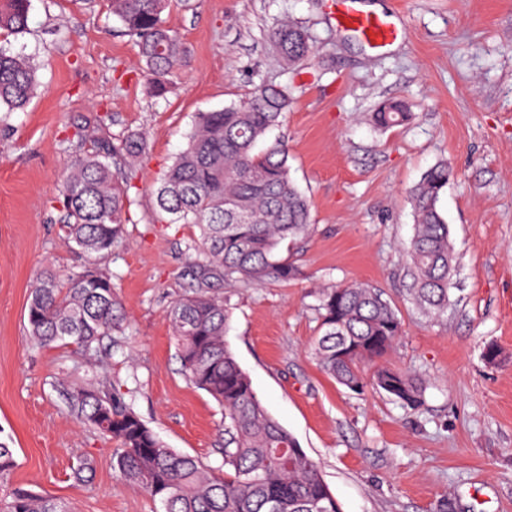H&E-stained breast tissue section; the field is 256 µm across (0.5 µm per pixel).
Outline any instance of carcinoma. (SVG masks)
Here are the masks:
<instances>
[{
  "label": "carcinoma",
  "mask_w": 512,
  "mask_h": 512,
  "mask_svg": "<svg viewBox=\"0 0 512 512\" xmlns=\"http://www.w3.org/2000/svg\"><path fill=\"white\" fill-rule=\"evenodd\" d=\"M168 0H111L123 31L136 38L146 78L161 96L169 89L181 56V40L164 18ZM31 0H0V33L18 36L29 27ZM269 38L292 65L308 56L307 32L289 23L271 27ZM38 85L36 66L0 48V119L24 109ZM290 103L287 87L263 84L238 104L195 114L186 147L156 189V213L164 224H194L199 237L188 249L191 292L168 312L177 356L189 381L224 409V472L165 445L112 385L66 392L71 409L88 425L115 440L112 468L126 485L159 500L164 512H342L316 462L273 418L224 340L231 312L215 294L217 283L264 285L286 282L295 267L284 244L307 235L311 204L293 183L288 147L259 141L280 125ZM411 117L403 101L385 103L372 115L387 129ZM146 151V137L132 133L73 157L55 202L63 212L65 239L88 255L110 253L122 242L129 203L127 164ZM448 165L430 168L410 191L413 235L406 249L408 296L423 313L448 310L454 253L448 224L438 209L448 184ZM28 335L45 345L57 341L85 351L121 330L123 305L112 274L85 268L63 278L46 267L26 303ZM314 355L320 367L351 391L366 386L361 367L384 357L401 335L402 321L381 290L340 284L322 290ZM373 386L410 408L424 404V382L379 366ZM288 448V456L277 449ZM16 466L14 449L0 442V484ZM0 512H75L69 504L29 490L0 495Z\"/></svg>",
  "instance_id": "cac0c4a2"
}]
</instances>
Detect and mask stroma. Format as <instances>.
I'll list each match as a JSON object with an SVG mask.
<instances>
[{"label":"stroma","instance_id":"obj_1","mask_svg":"<svg viewBox=\"0 0 512 512\" xmlns=\"http://www.w3.org/2000/svg\"><path fill=\"white\" fill-rule=\"evenodd\" d=\"M403 39L373 54L339 29L326 0H174L178 74L153 96L135 38L109 0H32L29 31L0 45L33 59L41 85L0 124V441L15 450L9 487L76 512H162L112 470L114 442L63 392L104 380L167 447L221 469L224 413L184 376L168 311L189 292L191 224L155 221L159 173L184 148L195 113L289 87L278 130L313 228L291 244L285 284L216 285L231 311L225 340L263 405L317 462L343 512H512V0H378ZM287 19L314 50L287 66L268 30ZM403 99L410 120L371 114ZM130 132L147 137L131 181L124 242L87 256L63 238L54 197L72 158ZM454 244V287L437 321L410 303L404 247L410 191L436 164ZM111 273L124 305L114 342L86 352L36 346L26 302L45 266ZM379 288L403 321L384 366L420 378L425 404L355 393L313 355L322 288ZM496 346V363L484 358ZM94 479L74 478L79 460Z\"/></svg>","mask_w":512,"mask_h":512}]
</instances>
